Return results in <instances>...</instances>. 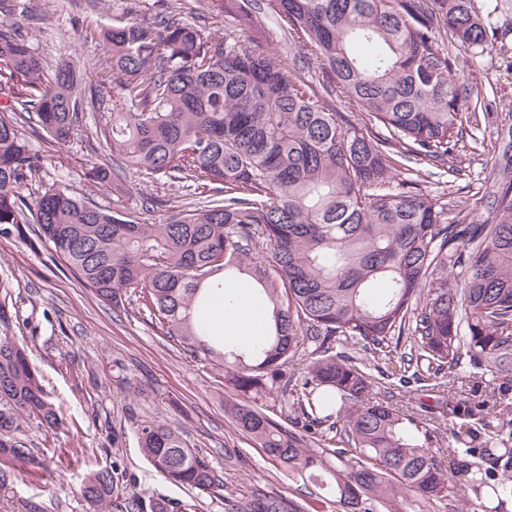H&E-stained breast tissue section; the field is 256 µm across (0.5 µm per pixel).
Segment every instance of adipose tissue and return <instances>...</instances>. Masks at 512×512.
Here are the masks:
<instances>
[{
    "label": "adipose tissue",
    "mask_w": 512,
    "mask_h": 512,
    "mask_svg": "<svg viewBox=\"0 0 512 512\" xmlns=\"http://www.w3.org/2000/svg\"><path fill=\"white\" fill-rule=\"evenodd\" d=\"M252 295L251 284L241 279L225 285L210 309L216 335L242 349L264 336L268 323L266 309L255 303Z\"/></svg>",
    "instance_id": "obj_1"
}]
</instances>
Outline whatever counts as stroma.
<instances>
[{"label": "stroma", "mask_w": 512, "mask_h": 512, "mask_svg": "<svg viewBox=\"0 0 512 512\" xmlns=\"http://www.w3.org/2000/svg\"><path fill=\"white\" fill-rule=\"evenodd\" d=\"M45 0H27L28 16L22 32L28 33L46 72H53L63 58L80 59L94 87L85 97L83 131L68 146L46 143L32 129H25L42 168L36 180L22 187L30 196L50 185L68 187L89 197L102 208L122 202L126 210L146 224H161L172 212L191 206L180 182L162 175L128 171L121 192L84 178L81 162L111 163L103 139L94 135L120 89L101 53L83 39L86 27L107 26L117 19H146L160 9L194 8L200 24H215L219 33L240 40L252 38L235 14L213 16L204 0H112L109 14L98 15L88 0H55L50 20H43ZM476 13L495 29L494 51L478 49L459 54L453 75L470 84L492 89L486 113L464 122V136L456 145L453 169L439 172L421 190L444 205L449 220L463 222L488 215L483 197L496 151L508 142L503 127L512 126V0H473ZM150 197L161 206L145 207ZM467 210H459V202ZM0 281L7 282L19 318L12 330L27 344L42 375L43 384L62 417L53 431L32 430L35 443L56 454L44 468L20 473L11 492L0 495V512H24L32 501L43 512H86L75 493L87 469L111 467L120 462L129 480L127 492L163 498L172 505L194 501L198 512H225V500L242 501L255 491L278 493L304 502L317 495L325 512H336L329 488L309 479L289 477L249 438L236 430L224 409L235 392L218 367L192 360L184 349L154 327L137 303L113 310L104 306L68 270L62 269L47 247L31 248L18 237L0 238ZM382 399L408 412L421 405L434 409L430 425L439 434L438 448L453 445L448 419L436 410L439 398L426 382L403 383L398 377H378ZM165 420L173 424L190 447L196 448L224 479L223 489L204 494L170 483L145 459L139 449L137 423ZM467 456L457 455L448 472V497L429 512H482L483 496L467 483Z\"/></svg>", "instance_id": "1"}]
</instances>
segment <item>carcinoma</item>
<instances>
[{
    "instance_id": "cac0c4a2",
    "label": "carcinoma",
    "mask_w": 512,
    "mask_h": 512,
    "mask_svg": "<svg viewBox=\"0 0 512 512\" xmlns=\"http://www.w3.org/2000/svg\"><path fill=\"white\" fill-rule=\"evenodd\" d=\"M242 26L276 14L288 37L307 47L327 80L347 94L371 128L350 129L314 86L256 43L243 45L169 11L142 21L85 30L98 45L134 110L112 106L95 130L114 167L91 166L106 185L129 169L188 179L210 191L164 224H143L119 207L103 209L65 186L29 200L21 187L40 172L20 132L32 122L65 146L81 127L77 68L63 60L52 77L14 25L24 0H0V237L50 247L103 303L135 296L162 334L208 364L244 398L230 405L234 425L264 454L299 477L332 490L336 512H424L448 492V473L432 448L434 431L380 399L366 365L336 347L362 345L386 376L426 365L452 380L475 373L512 380V157L495 159L485 187L488 217L445 223V207L394 186L403 162H453L462 115L485 101L476 85L451 75L454 50H493L495 34L472 0H212ZM244 274L272 306L266 344L249 352L222 343L206 318L211 291ZM15 312L0 293V494L17 470L45 465L30 427L61 419L26 345L9 334ZM410 349L398 352L400 340ZM302 363L298 374L287 367ZM276 395V416L247 403ZM486 403L458 400L448 418L462 424L455 443L469 455L463 420ZM144 457L169 481L212 493L221 475L177 429L137 423ZM469 486L502 502L512 476L479 465ZM126 474L90 470L76 489L86 512H168L160 499L123 491ZM281 494L257 492L227 512H323Z\"/></svg>"
}]
</instances>
